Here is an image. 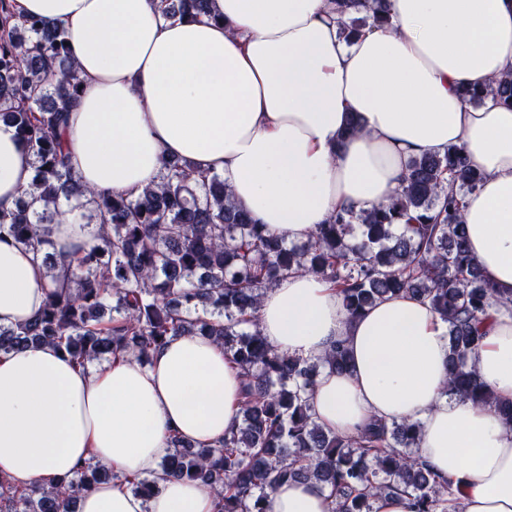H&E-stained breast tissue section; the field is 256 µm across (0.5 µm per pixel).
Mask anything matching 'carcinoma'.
<instances>
[{"mask_svg": "<svg viewBox=\"0 0 512 512\" xmlns=\"http://www.w3.org/2000/svg\"><path fill=\"white\" fill-rule=\"evenodd\" d=\"M167 2L169 18L210 15V0ZM334 2L347 39L389 22L383 0ZM67 41L63 28L0 0V121L28 147L32 194L43 202L37 209L22 197L1 208L0 242L41 251L62 200L77 202L81 223L98 225L67 282L52 279L39 313L21 328L0 326V352L43 344L80 365L127 355L147 363L171 336H208L240 374V422L214 448L172 436L164 475L210 488L216 512H267L268 493L296 479L329 489L332 512H373L374 500L399 492L411 496L413 512H446L453 489L415 457V423L373 419L352 435L315 423L318 376L325 367L347 370L343 346L315 360L281 353L261 335L258 312L263 292L297 273L336 288L350 318L378 300L413 295L448 323L446 391L492 403L466 365L484 337L493 288L468 253L461 196L482 176L462 148L411 159L392 200L343 209L302 244L271 234L233 202L220 175L197 176L180 158L166 161L162 180L134 199L97 193L70 172L60 138L82 92ZM463 95L474 106L489 97L512 106V73ZM112 480L143 498L156 488L150 478H123L88 461L51 490H19L0 476V512H77L80 492Z\"/></svg>", "mask_w": 512, "mask_h": 512, "instance_id": "cac0c4a2", "label": "carcinoma"}]
</instances>
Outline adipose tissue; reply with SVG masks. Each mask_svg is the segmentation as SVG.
I'll return each instance as SVG.
<instances>
[{
    "instance_id": "obj_1",
    "label": "adipose tissue",
    "mask_w": 512,
    "mask_h": 512,
    "mask_svg": "<svg viewBox=\"0 0 512 512\" xmlns=\"http://www.w3.org/2000/svg\"><path fill=\"white\" fill-rule=\"evenodd\" d=\"M162 0H16L62 25L84 83L61 135L67 162L99 192L138 197L180 157L220 174L233 199L288 242L307 241L341 208L400 191L410 158L461 147L482 174L466 195L470 254L498 298L468 365L512 402V107H473L464 87L512 72V0H388L391 22L344 39L330 0H212L211 17L167 18ZM361 129L344 130L350 116ZM32 157L0 123V207L29 189ZM63 205L45 253L0 242V325L29 322L93 243ZM260 328L279 351L316 359L340 343L349 368L322 369V428L350 435L370 419L420 427L416 454L458 491L463 512H512V427L496 410L445 392L448 326L400 295L348 318L341 296L293 274L262 299ZM240 376L224 350L176 336L151 363L75 365L47 345L0 354V476L49 489L93 460L156 478L143 498L113 482L81 492L78 512H214L197 482L162 477L177 435L202 447L237 425ZM269 512H331L328 489L289 480Z\"/></svg>"
}]
</instances>
